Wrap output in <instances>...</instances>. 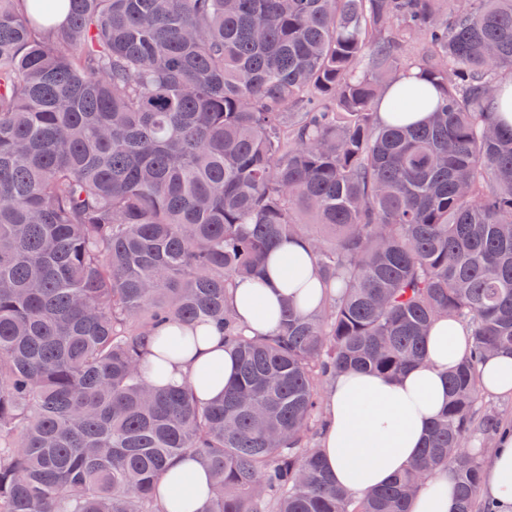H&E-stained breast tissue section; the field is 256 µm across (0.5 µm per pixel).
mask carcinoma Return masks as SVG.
Here are the masks:
<instances>
[{"label":"carcinoma","mask_w":512,"mask_h":512,"mask_svg":"<svg viewBox=\"0 0 512 512\" xmlns=\"http://www.w3.org/2000/svg\"><path fill=\"white\" fill-rule=\"evenodd\" d=\"M442 2L0 0V512H165L186 457L206 512H408L440 467L480 512L479 368L512 351V128L490 111L512 0ZM413 69L433 98L385 99ZM384 99L430 116L385 123ZM286 240L327 297L247 336L229 291ZM440 317L471 336L448 406L356 500L318 451L324 384L400 375ZM207 323L232 385H148L150 335ZM158 492L168 512H203L210 497L206 467L195 459H180L158 479Z\"/></svg>","instance_id":"1"}]
</instances>
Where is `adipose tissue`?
I'll list each match as a JSON object with an SVG mask.
<instances>
[{"label":"adipose tissue","instance_id":"obj_1","mask_svg":"<svg viewBox=\"0 0 512 512\" xmlns=\"http://www.w3.org/2000/svg\"><path fill=\"white\" fill-rule=\"evenodd\" d=\"M304 300L306 308L322 304L326 290L312 273L308 247L299 241L272 249L257 279L236 281L231 304L246 335L266 336L276 329L282 301ZM189 346H147L145 360L160 379L190 384L198 400L219 397L232 381L236 361L216 329L184 326ZM470 339L463 326L441 318L425 339L426 360L396 377L360 371L336 376L326 393V427L321 455L337 485L354 498L388 483L408 468L428 439L431 423L448 404L449 369L465 358ZM166 512H203L210 497L205 466L194 459L169 465L158 479ZM480 494L497 512H512V432L500 433L495 451L482 470ZM409 512H457L449 469L439 468L410 501Z\"/></svg>","mask_w":512,"mask_h":512}]
</instances>
